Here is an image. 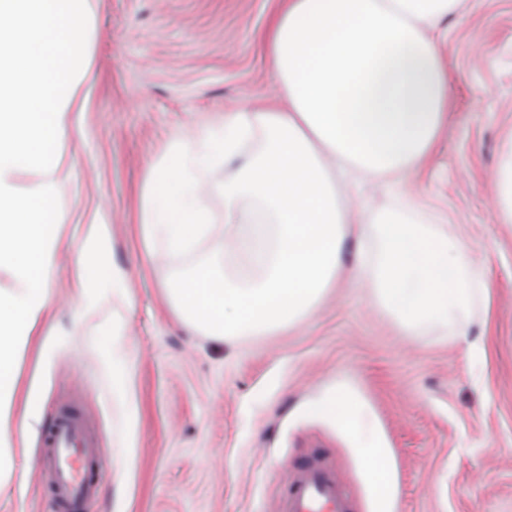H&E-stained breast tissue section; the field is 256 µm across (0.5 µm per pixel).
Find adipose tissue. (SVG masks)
<instances>
[{
	"instance_id": "adipose-tissue-1",
	"label": "adipose tissue",
	"mask_w": 512,
	"mask_h": 512,
	"mask_svg": "<svg viewBox=\"0 0 512 512\" xmlns=\"http://www.w3.org/2000/svg\"><path fill=\"white\" fill-rule=\"evenodd\" d=\"M89 0H0V481L11 479L18 359L44 322L55 277L58 201L67 180L59 145L89 69ZM464 0H287L265 36L281 108L225 113L154 164L138 222L169 251H191L213 224L204 186L221 185L231 246L180 278L169 295L195 327L232 342L304 318L342 273L351 225L368 297L405 336L436 328L472 353L467 319L483 271L469 249L403 189L448 122L442 20ZM39 179L21 188L18 176ZM394 191L377 213L367 186ZM223 260V261H224Z\"/></svg>"
}]
</instances>
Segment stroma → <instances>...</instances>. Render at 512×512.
<instances>
[{"mask_svg": "<svg viewBox=\"0 0 512 512\" xmlns=\"http://www.w3.org/2000/svg\"><path fill=\"white\" fill-rule=\"evenodd\" d=\"M90 66L61 151L56 278L39 336L19 361L16 476L0 512H55L40 467L45 425L64 404L88 418L106 452L86 512H280L287 469L323 457L355 512H512V226L499 223L492 173L512 131V0H467L439 45L453 99L414 182L487 270L470 314L484 349L472 366L442 332L401 335L364 284L341 279L294 327L236 348L180 318L168 290L224 248L215 224L184 254L147 248L137 222L151 165L173 141L222 114L278 106L263 32L280 0H89ZM106 225L122 296L85 308L75 241ZM124 352L117 391L105 355ZM363 402L391 452L394 490L379 506L363 435L330 405Z\"/></svg>", "mask_w": 512, "mask_h": 512, "instance_id": "obj_1", "label": "stroma"}]
</instances>
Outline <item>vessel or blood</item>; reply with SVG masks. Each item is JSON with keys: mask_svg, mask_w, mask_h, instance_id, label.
<instances>
[{"mask_svg": "<svg viewBox=\"0 0 512 512\" xmlns=\"http://www.w3.org/2000/svg\"><path fill=\"white\" fill-rule=\"evenodd\" d=\"M57 512H83L96 489L102 450L82 414L63 406L42 439ZM350 496L335 472L319 460L299 467L283 483L280 512H352Z\"/></svg>", "mask_w": 512, "mask_h": 512, "instance_id": "obj_1", "label": "vessel or blood"}]
</instances>
